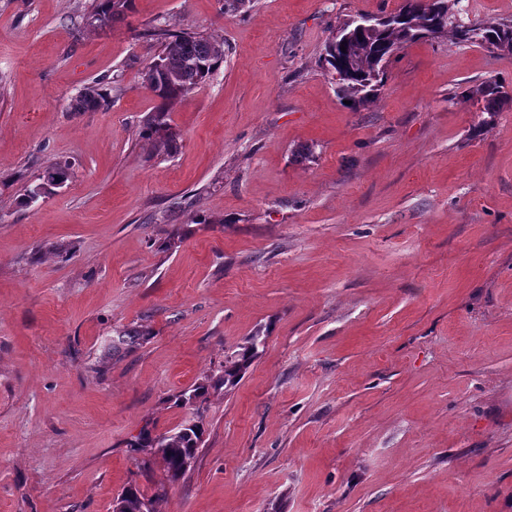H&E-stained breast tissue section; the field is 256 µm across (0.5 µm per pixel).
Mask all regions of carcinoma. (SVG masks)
<instances>
[{"label":"carcinoma","instance_id":"carcinoma-1","mask_svg":"<svg viewBox=\"0 0 512 512\" xmlns=\"http://www.w3.org/2000/svg\"><path fill=\"white\" fill-rule=\"evenodd\" d=\"M460 0H417L400 8L410 13L419 24L394 19V14L382 15V22L372 33H356L346 51L336 45L338 33L349 25L338 24L325 42L321 68L326 71L343 65L348 79L336 86L337 96L352 102V107L365 106L376 98L385 84L387 69L392 58L411 43L425 38L444 36L458 43H474L490 51H512V21H485L464 23L456 18ZM134 0H89L82 20L88 27L107 30L112 24L133 10ZM150 37L158 43L159 51L150 57L139 72L142 87L156 100V106L143 120L140 134L153 143L158 151L170 152L177 147L180 133L170 124L169 113L195 89L205 84L224 60L222 45L194 32H174L162 26L153 28ZM112 89L104 82L84 88L71 104L73 112H90L102 108L109 100ZM466 96L483 102V111L494 114L512 100L505 85L489 79ZM63 178L70 175L66 164L47 166L38 177V183L28 185L21 203L29 205L43 196L41 182L50 172ZM151 335L142 325L126 327L106 340L104 356L111 357L129 349ZM266 341L261 330H256L237 345V350L224 359V364L204 376L201 382L175 396V403L191 409V416L180 426L162 433L151 429L141 431L129 443L135 452L148 451L163 467L166 481L175 482L185 475L195 461L203 444L204 422L210 396L220 395L235 388L254 359L260 343ZM122 512H142L154 506L155 499L147 497L135 484L125 487L118 497Z\"/></svg>","mask_w":512,"mask_h":512}]
</instances>
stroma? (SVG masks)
<instances>
[{
	"mask_svg": "<svg viewBox=\"0 0 512 512\" xmlns=\"http://www.w3.org/2000/svg\"><path fill=\"white\" fill-rule=\"evenodd\" d=\"M85 2L0 0V512L152 494L129 441L263 326L157 512H512V102L464 95L512 91V52L408 45L354 110L325 41L403 0H135L104 32ZM155 24L224 44L171 154L139 135ZM107 78L108 106L71 111ZM55 162L70 179L20 205ZM467 97H477L483 102V112L494 114L499 112L500 108L512 100L505 85L497 79H489L473 89H468ZM70 167L69 165H62V164H52L47 166L43 172L39 175L37 178L40 182L35 183L34 185H28L26 189L24 190L25 193H23V197L21 199V204H24L25 206L37 201L40 197H45L47 194L51 192L49 190L46 193L39 192V187L44 183L45 176L50 172H58L60 175L64 178V180H68V176L70 175ZM116 333V336L107 339L103 346L105 357H113L122 349L132 348L138 344V341L145 339L151 334L150 330L142 325L126 327Z\"/></svg>",
	"mask_w": 512,
	"mask_h": 512,
	"instance_id": "1",
	"label": "stroma"
}]
</instances>
